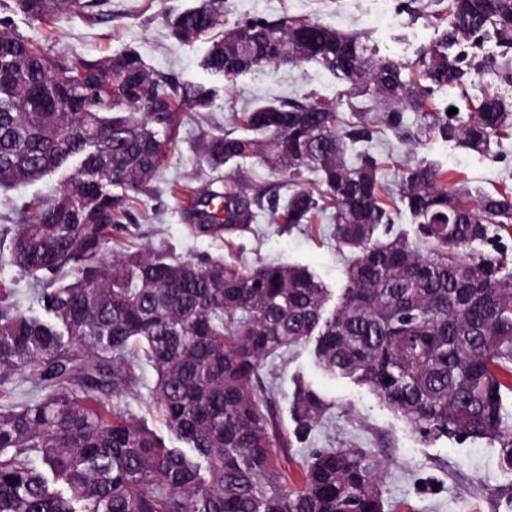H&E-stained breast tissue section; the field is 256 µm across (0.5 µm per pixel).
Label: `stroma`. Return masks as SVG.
Returning a JSON list of instances; mask_svg holds the SVG:
<instances>
[{
	"mask_svg": "<svg viewBox=\"0 0 512 512\" xmlns=\"http://www.w3.org/2000/svg\"><path fill=\"white\" fill-rule=\"evenodd\" d=\"M197 0H108L87 7L46 26L23 14L13 17L16 29L39 42L51 55L104 61L129 50L137 52L151 70L175 75L183 82H203L200 66L205 43L192 45L169 34L170 13L193 7ZM448 0H229L225 27L246 18L275 19L288 15L317 20L346 33L359 35L371 54L404 62L414 61L439 38L449 22ZM496 93L512 98V79L498 69L472 76L465 87L448 86L439 97L458 102L461 92ZM320 102L335 106L343 121L355 112L377 114L374 135L355 144L353 153L369 152L382 163L384 185L391 202H398L405 171L417 163H434L472 189L492 192L512 189V137L482 154L453 140L427 138L418 131L411 111L379 117L369 97L353 94L350 86L313 64L259 66L218 90L210 105L182 112L176 138L150 194L134 203L132 222L113 233V244L138 250L151 247L165 254L200 262L221 257L246 267L270 262L309 267L332 292L345 280L348 254L335 237L331 211L312 223L288 226L274 222L268 208L257 210L251 228L232 239L193 235L182 216V205L213 179L232 175L263 197L288 193L287 179L272 175L257 162L212 169L206 148L208 136L234 127V117L268 100ZM52 176L34 184L0 189V256L8 255L21 205L56 191ZM39 284L14 267L0 263V299L23 311H39ZM156 376L143 367L139 385L125 392L120 407L135 420L173 444L165 425L148 410L149 390ZM311 384L330 405L322 424L306 440L294 436L290 400L296 382ZM264 382L284 444L276 445L275 460L288 462L290 482H298L302 466L323 448H365L382 463L381 486L385 512H512V470L502 466L496 442L455 436L426 437L392 411L372 390L348 378L326 373L318 365L313 343L270 359Z\"/></svg>",
	"mask_w": 512,
	"mask_h": 512,
	"instance_id": "stroma-1",
	"label": "stroma"
}]
</instances>
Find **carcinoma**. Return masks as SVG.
<instances>
[{"instance_id": "carcinoma-1", "label": "carcinoma", "mask_w": 512, "mask_h": 512, "mask_svg": "<svg viewBox=\"0 0 512 512\" xmlns=\"http://www.w3.org/2000/svg\"><path fill=\"white\" fill-rule=\"evenodd\" d=\"M40 24L83 0H12ZM227 0H199L169 28L210 43L208 83H181L133 52L102 62L61 60L0 16V188L72 170L57 195L16 225L8 262L24 275L71 281L39 293L44 315L0 307V377L29 374L48 389L0 413V512H384L381 462L368 450L316 451L294 487L274 468L275 421L258 396L266 361L315 342L325 371L368 386L425 436L499 443L512 468V263L483 246L512 229V192L476 197L419 163L399 201L427 244L384 242L394 223L377 162L348 158L369 139L336 107L267 101L242 113V132L208 143L219 168L262 160L294 186L272 201L275 219L307 224L334 208L336 241L356 251L337 304L305 266L204 263L150 250L109 249L112 230L148 191L173 144L180 111L210 105L218 84L260 65L315 63L387 110L409 108L434 137L489 153L512 130V101L484 93L464 112L439 111L435 93L498 67L476 53L494 37L512 48V0H448L450 22L415 61L374 58L357 35L320 21L246 18L223 28ZM458 51L451 52L452 48ZM317 176L321 198L299 186ZM121 192L115 193L113 189ZM240 179H214L186 202L194 235L230 238L256 220ZM88 361L78 368L71 349ZM156 380L150 409L182 443L169 447L95 390L117 397L137 380L135 349ZM328 403L296 384L295 436ZM41 461L32 464L31 457Z\"/></svg>"}]
</instances>
